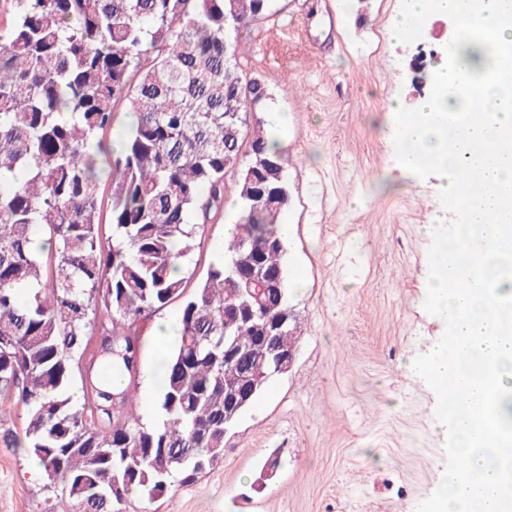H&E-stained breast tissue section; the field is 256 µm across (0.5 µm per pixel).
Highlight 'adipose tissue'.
<instances>
[{
    "mask_svg": "<svg viewBox=\"0 0 512 512\" xmlns=\"http://www.w3.org/2000/svg\"><path fill=\"white\" fill-rule=\"evenodd\" d=\"M404 2L391 30L396 43H404L422 19L450 15L466 30H492L504 48H512V0ZM456 58L470 74L461 93L449 91L448 65L440 63L433 91L398 130L405 172L435 171L444 196L457 195L461 178L477 185L464 198L463 210L478 236L450 237L424 284L449 337L471 356L469 367H461L449 361L441 344L425 361L462 462L428 512H512V472L499 462L512 454V435L481 422L493 399L500 414L512 413V278L495 281L488 273L491 259L512 252V87L486 78L479 45H467ZM458 112L470 113V120L448 130L449 116Z\"/></svg>",
    "mask_w": 512,
    "mask_h": 512,
    "instance_id": "obj_1",
    "label": "adipose tissue"
}]
</instances>
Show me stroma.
Masks as SVG:
<instances>
[{
    "instance_id": "35a3bbf8",
    "label": "stroma",
    "mask_w": 512,
    "mask_h": 512,
    "mask_svg": "<svg viewBox=\"0 0 512 512\" xmlns=\"http://www.w3.org/2000/svg\"><path fill=\"white\" fill-rule=\"evenodd\" d=\"M403 0H275L270 15L231 39L240 66L269 97L251 127L281 133L291 201L283 214L297 357L270 379L219 459L191 484L155 502L130 498L126 512H424L455 464L454 440L437 425L438 392L419 372L445 338L422 288L442 242L422 227L462 223L436 193L434 172L401 171L400 115L428 92L408 63L434 60L459 23L436 19L404 44L391 39ZM291 124L278 131L276 118ZM235 187L224 213L201 227L183 261L195 288L224 255L236 223ZM172 303L139 321L141 370L134 411L159 414L153 379L156 325L180 317ZM279 456L276 474L261 470ZM33 458L0 442V512H45L47 479Z\"/></svg>"
}]
</instances>
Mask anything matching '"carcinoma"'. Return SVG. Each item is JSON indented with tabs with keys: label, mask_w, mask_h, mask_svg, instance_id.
<instances>
[{
	"label": "carcinoma",
	"mask_w": 512,
	"mask_h": 512,
	"mask_svg": "<svg viewBox=\"0 0 512 512\" xmlns=\"http://www.w3.org/2000/svg\"><path fill=\"white\" fill-rule=\"evenodd\" d=\"M0 22V404L23 408L0 438L29 448L78 509L122 512L224 457V393L248 373L269 382L271 345L251 310L291 314L288 280L255 304L254 280L286 273L279 235L290 202L284 156L243 114L267 96L224 53L271 0H5ZM486 71L512 81V58L479 34ZM148 67L142 66L145 59ZM134 121L101 166L115 106ZM235 177L236 232L224 261L187 290L171 269L224 207ZM110 200L112 238L97 214ZM182 305L176 346L157 376L161 420L130 412L141 316ZM250 358L224 359V340ZM123 385H112V375ZM80 382L83 403L73 402ZM118 408H112L113 404ZM188 457L184 466L177 461Z\"/></svg>",
	"instance_id": "obj_1"
}]
</instances>
